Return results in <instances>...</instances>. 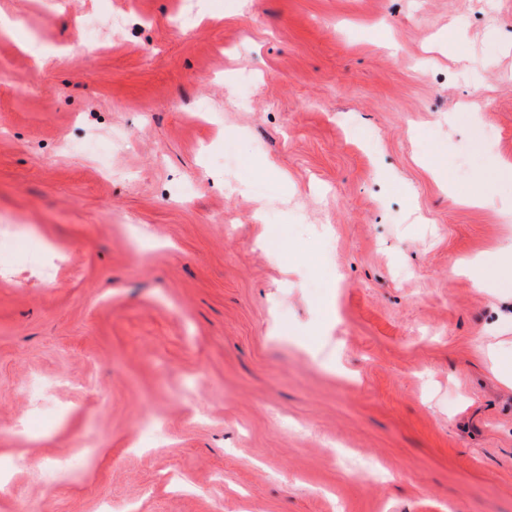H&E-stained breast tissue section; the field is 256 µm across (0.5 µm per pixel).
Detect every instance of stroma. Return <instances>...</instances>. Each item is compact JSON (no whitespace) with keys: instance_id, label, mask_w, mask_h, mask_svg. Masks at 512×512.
<instances>
[{"instance_id":"1","label":"stroma","mask_w":512,"mask_h":512,"mask_svg":"<svg viewBox=\"0 0 512 512\" xmlns=\"http://www.w3.org/2000/svg\"><path fill=\"white\" fill-rule=\"evenodd\" d=\"M507 163L512 0H0V512H512ZM504 249L496 254L494 261L479 256L467 263L452 264L449 273L468 277L477 288H512V248L511 265L510 248L507 245ZM502 256H506L507 261H502Z\"/></svg>"}]
</instances>
